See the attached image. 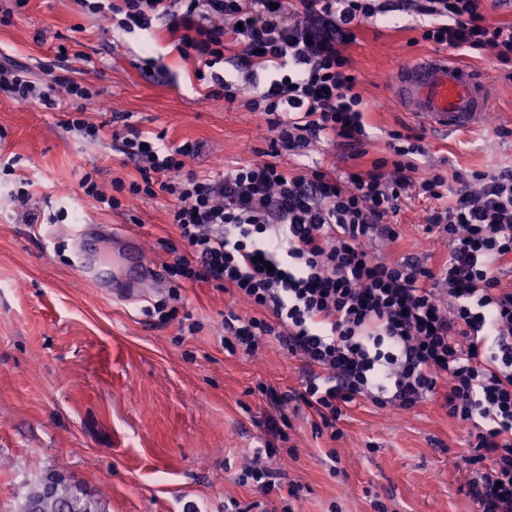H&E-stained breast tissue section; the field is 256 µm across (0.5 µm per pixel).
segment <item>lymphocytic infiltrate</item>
I'll list each match as a JSON object with an SVG mask.
<instances>
[{"instance_id":"obj_1","label":"lymphocytic infiltrate","mask_w":512,"mask_h":512,"mask_svg":"<svg viewBox=\"0 0 512 512\" xmlns=\"http://www.w3.org/2000/svg\"><path fill=\"white\" fill-rule=\"evenodd\" d=\"M88 13L114 18L122 30L164 23L181 57L203 67L208 94L243 102L266 116L267 159L219 171L185 172L198 144L173 147L133 124L114 133L116 150L139 177L117 178L104 192L91 174L80 186L100 210L120 212V193L173 201L177 236L164 270L167 298L155 301L159 321L177 317L184 283L215 284L255 308L224 314L228 354L253 355L274 337L300 358L301 389L258 385L272 413L266 462L247 466L243 483L268 496L286 492L281 512H294L300 487L270 467L278 419L305 407L316 434L342 436L344 407L367 400L407 410L441 397L448 415L468 428L471 453L462 491L476 512H512V289L499 273L512 266V164L485 170H422V136L391 130L386 155L339 177L321 165L283 167L324 140L365 157V98L346 50L358 27L386 15L381 0H79ZM484 0H403L423 42L477 57L492 52L512 69V21L488 22ZM232 62L236 76L218 72ZM267 81H260V72ZM38 82L0 60V95L22 104L73 109L69 131L89 141L101 126L85 117L96 97L63 63ZM429 201L425 233L448 242L438 268L393 252L372 255L367 242L394 247L401 233L390 219L403 199Z\"/></svg>"}]
</instances>
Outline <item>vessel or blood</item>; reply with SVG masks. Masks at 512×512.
Returning a JSON list of instances; mask_svg holds the SVG:
<instances>
[{"mask_svg":"<svg viewBox=\"0 0 512 512\" xmlns=\"http://www.w3.org/2000/svg\"><path fill=\"white\" fill-rule=\"evenodd\" d=\"M392 85L398 102L416 123L446 136L483 126L494 99L488 79L444 52L397 69ZM113 233V228L104 224L76 225L78 270L110 289L114 300L141 298L144 286L158 279L159 269L137 239L127 235L123 238L125 270L112 272L100 240Z\"/></svg>","mask_w":512,"mask_h":512,"instance_id":"vessel-or-blood-1","label":"vessel or blood"}]
</instances>
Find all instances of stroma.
<instances>
[{"label":"stroma","mask_w":512,"mask_h":512,"mask_svg":"<svg viewBox=\"0 0 512 512\" xmlns=\"http://www.w3.org/2000/svg\"><path fill=\"white\" fill-rule=\"evenodd\" d=\"M410 17L398 27L363 24L347 53L369 106L370 153L385 148L386 133L411 126L393 101L390 76L434 52L414 43ZM173 80L162 83L146 66L144 47ZM114 32L77 0H28L0 25V53L45 79V64L67 50L78 78L97 92L86 116L103 140L68 132L67 107L47 110L0 97V164L14 161L16 178L29 179L40 214L25 223L9 187L0 188V512H19L32 483L57 472L82 484L103 512H224V501L249 505L257 496L239 484L241 468L264 435L267 405L254 394L264 383L300 388L298 359L266 339L250 357L228 355L221 338L224 312L251 316V308L212 285L185 286L178 312L200 325L182 335L178 322L158 323L150 300L115 302L83 280L75 264L74 228L111 224L134 234L157 265L169 262L170 202L164 196L124 197L122 214L99 210L80 181L92 173L102 186L137 179L114 150L111 135L131 123L170 145L200 143L187 171H216L259 159L269 148L261 114L206 98L196 62L172 49L166 29L155 34ZM494 88L486 127L442 137L423 130L424 163L447 170H480L512 155V144L492 130L512 126V79L492 56L471 58ZM427 204L405 199L394 221L401 253L429 265L448 254L445 239L424 233ZM289 442L274 461L301 490L295 512H374L380 498L389 512H474L460 486L469 453L467 432L439 402L426 400L398 412L369 402L351 407L339 441L315 436L310 419L291 416ZM336 449L338 476L325 454Z\"/></svg>","instance_id":"35a3bbf8"}]
</instances>
